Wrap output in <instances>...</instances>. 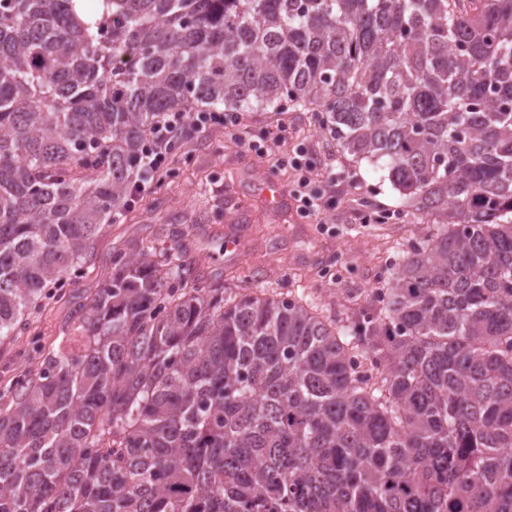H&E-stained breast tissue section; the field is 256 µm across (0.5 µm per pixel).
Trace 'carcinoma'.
I'll use <instances>...</instances> for the list:
<instances>
[{
    "label": "carcinoma",
    "instance_id": "obj_1",
    "mask_svg": "<svg viewBox=\"0 0 512 512\" xmlns=\"http://www.w3.org/2000/svg\"><path fill=\"white\" fill-rule=\"evenodd\" d=\"M73 4L0 0V338L170 112H312L436 219L348 324L133 243L0 402V512H512V0Z\"/></svg>",
    "mask_w": 512,
    "mask_h": 512
}]
</instances>
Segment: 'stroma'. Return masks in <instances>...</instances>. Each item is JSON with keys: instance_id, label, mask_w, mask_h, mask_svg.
I'll return each mask as SVG.
<instances>
[{"instance_id": "1", "label": "stroma", "mask_w": 512, "mask_h": 512, "mask_svg": "<svg viewBox=\"0 0 512 512\" xmlns=\"http://www.w3.org/2000/svg\"><path fill=\"white\" fill-rule=\"evenodd\" d=\"M279 125L287 127V140L262 156L221 127L175 140L167 171L105 225L88 264L51 289L26 324L0 340V392L64 345L79 306L110 276L113 255L131 241L157 239L164 226L181 232L192 256L225 287L300 296L329 319H345L350 309L370 304L372 290L388 287L400 249L420 240L426 215L401 208L399 192L376 164H346L311 113L241 115L242 130L256 141ZM300 143L309 150L313 188L336 197L335 207L311 218L269 210L259 196L267 175L293 190L297 176L284 161ZM229 227L237 228L240 243L228 253Z\"/></svg>"}]
</instances>
